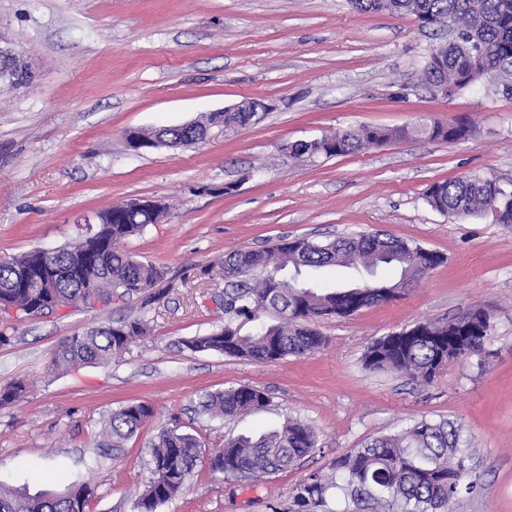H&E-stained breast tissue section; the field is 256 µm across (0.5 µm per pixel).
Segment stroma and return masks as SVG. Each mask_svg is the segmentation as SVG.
I'll list each match as a JSON object with an SVG mask.
<instances>
[{"label":"stroma","instance_id":"obj_1","mask_svg":"<svg viewBox=\"0 0 512 512\" xmlns=\"http://www.w3.org/2000/svg\"><path fill=\"white\" fill-rule=\"evenodd\" d=\"M0 34L22 51L31 83L0 88V263L57 249L112 204H166L157 224L127 238L135 258L163 268L149 306L113 298L91 308L0 314V485L29 495L90 483L88 512H134L151 478V444L175 428L200 443L185 488L156 512H286L293 487L329 473L336 457L421 419L460 427L478 479L449 512H512V224L442 214L434 183L464 175L512 191V98L477 85L450 98L423 86L447 27L410 15L361 13L350 0H0ZM261 98L269 109L236 133L211 127L189 148L129 151L132 128L177 126ZM463 122L458 140L411 137L335 157H292L289 144L344 129ZM382 231L444 262L402 297L319 322L324 345L256 363L183 348L224 324L222 280L203 271L228 252L284 237L317 240ZM479 308L492 324L480 351L433 382L369 370L366 347L415 322ZM140 318L148 333L121 358L58 370L75 333ZM248 385L266 407L232 419L200 411L206 394ZM132 401L155 415L123 447L106 445L104 417ZM299 418L317 450L259 481L212 471L226 438Z\"/></svg>","mask_w":512,"mask_h":512}]
</instances>
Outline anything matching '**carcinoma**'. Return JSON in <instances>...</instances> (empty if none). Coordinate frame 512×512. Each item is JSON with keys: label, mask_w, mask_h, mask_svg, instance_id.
I'll use <instances>...</instances> for the list:
<instances>
[{"label": "carcinoma", "mask_w": 512, "mask_h": 512, "mask_svg": "<svg viewBox=\"0 0 512 512\" xmlns=\"http://www.w3.org/2000/svg\"><path fill=\"white\" fill-rule=\"evenodd\" d=\"M364 13L409 14L423 27L442 21L456 27L452 42L436 47L424 69L425 87L455 78L460 91L474 83L479 68L494 71L512 63V0H352ZM253 120L250 112L224 113V131L235 133ZM469 133L463 123L444 125L426 120L415 127H362L288 146L293 157H333L401 141L414 134L431 140H457ZM427 203L442 214L474 217L492 206L512 216V191L507 192L488 177L468 175L437 182L425 194ZM106 223L98 225L97 263L86 255L83 239L56 250L50 266L56 273L53 296L25 283L22 275L34 272L43 254L30 250L0 264V310L15 309L26 316L52 310V301L68 306H90L93 291L105 301L112 295L138 296L142 305L160 300L164 272L152 263L133 262L122 248L130 236L147 224L113 205L101 212ZM444 262L434 253L424 256L416 243L385 234H363L315 242L307 237L282 238L259 250L238 249L224 255L216 274L224 279V326L201 336L180 340L192 352H214L248 358L260 363L288 356L310 354L325 342L315 323L348 318L362 309L395 298L398 286ZM329 266L374 271L390 266L394 279H369L362 287H319L303 278V272ZM476 328L487 337L492 325L487 315L471 310L465 326L446 323H415L372 342L364 353L365 366L390 369L403 375L432 381L440 369L435 361L448 352L463 328ZM146 324L124 320L76 333L59 347L58 368L105 364L124 355L129 346L146 335ZM264 391L240 386L212 393L203 408L214 417H234L265 407ZM154 415L144 402H131L112 411L102 435L118 448ZM199 443L190 434L163 429L152 444L153 478L134 502L136 512H156L157 507L178 495L198 459ZM317 448L316 433L297 418L257 436H238L224 442L210 458L212 470L236 480H261L293 466ZM467 449L460 444L459 428L448 420L421 419L397 434L373 439L361 448L337 457L331 473H313L292 489L288 512H315L331 493L344 502L371 506L377 512H447L448 503L476 483L467 466ZM94 494L87 483L71 484L61 493L46 491L27 496L0 486V512H85Z\"/></svg>", "instance_id": "cac0c4a2"}]
</instances>
